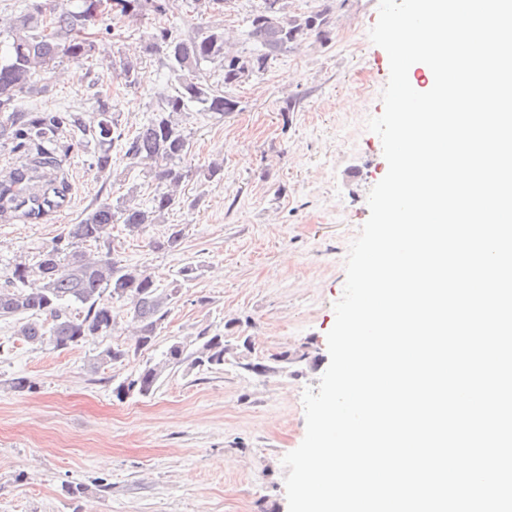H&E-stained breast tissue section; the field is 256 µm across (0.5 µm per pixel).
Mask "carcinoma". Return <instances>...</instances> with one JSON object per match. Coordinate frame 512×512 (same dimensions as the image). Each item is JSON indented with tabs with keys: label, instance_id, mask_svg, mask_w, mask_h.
I'll use <instances>...</instances> for the list:
<instances>
[{
	"label": "carcinoma",
	"instance_id": "1",
	"mask_svg": "<svg viewBox=\"0 0 512 512\" xmlns=\"http://www.w3.org/2000/svg\"><path fill=\"white\" fill-rule=\"evenodd\" d=\"M100 0H28L13 19L8 35L0 40V152L8 166L0 170V223L40 224L71 201L72 184L65 176L62 157L77 145L73 135L96 145L91 167L99 173L113 170L117 158L111 147L120 143L122 157L130 165H142L156 183L149 206L143 208L129 194L114 205L103 201L91 207L77 224H69L29 262L19 256L3 265L0 283V318L17 320V335L38 348L57 350L107 336L116 324L113 303L127 306L126 315L135 325L133 349L108 346L89 363L93 373L106 365L121 363L151 347L157 330L171 307L180 299L181 282L161 288L145 267L127 266L114 256L113 225L122 224L130 235L158 223L169 212L184 206L181 185L193 176L220 182L224 166L211 162L204 169L192 166L190 134L181 116L190 106L224 115L238 102L224 88L251 74H261L269 61L291 45L312 36L329 39V18L324 11L291 16L285 0H262L248 20V54L224 46V29L213 26L202 33L181 35L156 25L146 52L158 57L160 66L173 78L171 95L158 98L150 118L134 133L118 130L110 98L97 94L91 112L61 109H22L19 96L33 92L38 73L55 76L59 63L81 64L99 50L107 37H121V30L108 19L166 15L171 0H110L106 10ZM200 15L221 13L224 0H192ZM218 63L224 71V86L208 83L204 66ZM140 62L121 59L119 74L128 85L137 83ZM186 227L170 224L164 234L149 241L155 251L182 249ZM90 243L95 250L82 246ZM236 355L224 335L201 333L192 347L181 341L169 345L162 358L147 362L115 383L112 394L119 401L131 394H154L166 372L186 361L205 370H222Z\"/></svg>",
	"mask_w": 512,
	"mask_h": 512
}]
</instances>
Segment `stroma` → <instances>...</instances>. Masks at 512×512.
Instances as JSON below:
<instances>
[{
  "label": "stroma",
  "instance_id": "stroma-1",
  "mask_svg": "<svg viewBox=\"0 0 512 512\" xmlns=\"http://www.w3.org/2000/svg\"><path fill=\"white\" fill-rule=\"evenodd\" d=\"M259 2L226 0L223 13L201 16L191 0H175L164 21L183 34L221 25L242 51ZM378 3L288 0L293 14L328 10L329 41H301L232 86L235 111L193 107L184 115L196 164L223 162V180L185 181L186 206L140 235L112 231L116 257L148 268L161 287L185 264L197 268L151 348L88 371L102 348L133 344L120 303L111 335L62 351L32 348L14 320L0 319V512H288L282 458L304 438L302 395L329 365L349 245L369 217V190L388 169L380 138L366 128L383 111L389 66L368 37ZM154 25L120 20L122 37L102 43L83 79L69 62L61 76L35 75L48 88L23 95L21 107L88 112L100 91L111 96L121 129L135 130L173 88L144 53ZM123 57L141 58L138 85L114 72ZM92 151L80 146L67 156L71 201L49 223L0 224L1 259L36 256L101 201L132 191L148 203L155 185L141 166L122 162L103 175L90 166ZM170 224L186 227L182 250L153 251L150 240ZM202 332L223 333L232 345L249 340L248 361L266 373L183 364L150 397H113V383ZM22 376L35 390L14 389ZM68 484L80 493L67 494Z\"/></svg>",
  "mask_w": 512,
  "mask_h": 512
}]
</instances>
